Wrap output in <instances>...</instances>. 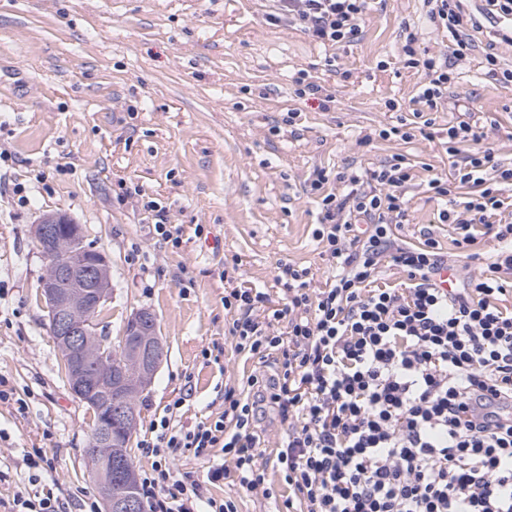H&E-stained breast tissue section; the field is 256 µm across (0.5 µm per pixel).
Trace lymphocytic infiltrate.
I'll list each match as a JSON object with an SVG mask.
<instances>
[{
	"label": "lymphocytic infiltrate",
	"instance_id": "f902f5d3",
	"mask_svg": "<svg viewBox=\"0 0 512 512\" xmlns=\"http://www.w3.org/2000/svg\"><path fill=\"white\" fill-rule=\"evenodd\" d=\"M366 4L274 0L267 20L334 47L357 39ZM426 4L453 42L451 58L470 54L471 33L485 19L510 20L501 39L512 43V0H484L475 13L461 0ZM403 38L398 59L425 72L418 99L437 110L454 80L449 58L422 53L415 31ZM454 168L455 183L431 182L451 200L446 219L461 229L462 244H474L480 225L494 247L479 276L446 281L448 258L435 241L409 246L391 232L406 216V166L337 173L350 187L342 196L326 191L333 178L314 171L317 235L338 268L334 281L313 291L308 268L279 264L283 305L272 310L261 290H225L236 352L276 371L225 386L223 411L193 427L161 420L150 444L159 462L142 482L151 512H238L233 499L203 495L204 483L231 475L272 498L258 432L268 411L284 429L276 463L293 492L286 512H512V422H498L495 409L512 403V311L499 304L512 293V221L490 220L502 206L494 187L512 184V167L495 163L488 148ZM458 183L474 196L455 200ZM385 263L404 273L403 287H374ZM180 448L210 460L205 481L174 477L165 460Z\"/></svg>",
	"mask_w": 512,
	"mask_h": 512
}]
</instances>
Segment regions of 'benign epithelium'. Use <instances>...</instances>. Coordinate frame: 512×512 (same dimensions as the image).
Instances as JSON below:
<instances>
[{"label": "benign epithelium", "mask_w": 512, "mask_h": 512, "mask_svg": "<svg viewBox=\"0 0 512 512\" xmlns=\"http://www.w3.org/2000/svg\"><path fill=\"white\" fill-rule=\"evenodd\" d=\"M71 223L73 220L60 212L36 225L35 240L51 259L39 288L71 393L83 401L98 400L108 408L95 452L102 454L101 476L110 485L112 419L128 425L136 419L126 407L112 405V392L128 393L149 386L160 366L163 342L155 314L147 308L134 312L123 332L125 368L120 377H112L108 342L94 333L99 309L111 293L109 262L101 252L80 262L68 260L76 241L61 235L58 226ZM101 501V512H145L143 500L132 491L116 498L109 490Z\"/></svg>", "instance_id": "7a95c632"}]
</instances>
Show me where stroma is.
<instances>
[{"instance_id":"1","label":"stroma","mask_w":512,"mask_h":512,"mask_svg":"<svg viewBox=\"0 0 512 512\" xmlns=\"http://www.w3.org/2000/svg\"><path fill=\"white\" fill-rule=\"evenodd\" d=\"M271 8L270 0H0V379L15 395L0 402V500L28 488L27 461L39 455L51 464L41 484L61 512L101 505L83 455L92 413L66 385L40 295L48 259L33 230L44 215L68 214L109 261L99 333L115 343L136 310L157 318L166 355L139 400L132 457L141 477L152 471L140 443L153 425L168 416L188 428L216 415L225 384L257 367L234 350L225 288L265 289L278 307V264L309 268L314 289L331 279L315 235L320 207L306 191L314 170L350 166L362 175L403 156L412 175L407 216L392 232L416 246L432 237L449 263L478 273L429 182L451 178L448 129L462 120L490 140L460 143L461 154L490 146L512 165V85L488 77L483 63L492 47L512 67V46L492 25L476 31L444 104L426 114L416 102L424 72L397 62L407 27L422 32L428 53L448 51L423 0H369L358 40L336 48L269 24ZM302 75L334 95L329 108L295 95ZM392 99L399 110L388 109ZM393 126L417 133L379 138ZM41 174L46 191L14 195ZM123 185L139 186L183 225L179 248L158 240L140 207L115 202ZM216 343L223 357L204 359ZM178 398L183 405L169 416ZM261 430L276 499L228 479L205 489L234 499L238 512H278L288 494L274 455L277 416L267 414Z\"/></svg>"}]
</instances>
